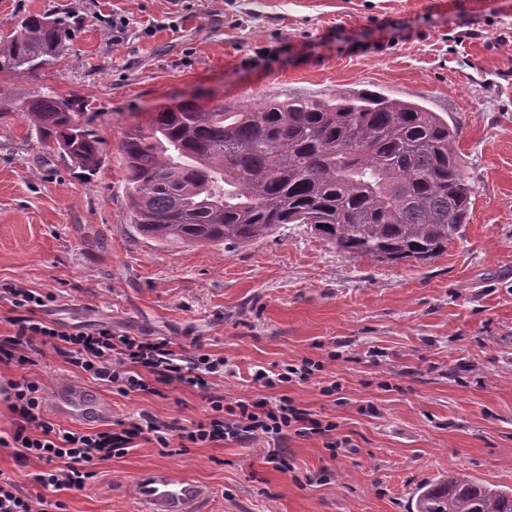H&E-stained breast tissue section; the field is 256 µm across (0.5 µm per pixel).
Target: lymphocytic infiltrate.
Segmentation results:
<instances>
[{
	"mask_svg": "<svg viewBox=\"0 0 512 512\" xmlns=\"http://www.w3.org/2000/svg\"><path fill=\"white\" fill-rule=\"evenodd\" d=\"M51 299V294L29 288H8L7 300L12 311L8 322L14 326L15 333L0 340V356L14 359L19 350L34 346L36 341L50 339L55 350L67 354L70 364L96 379L112 383L124 395L156 394L161 388L171 386L204 389L209 379L224 372L223 357L207 353L187 357L164 338L117 336L108 328L91 332L58 330L36 317L37 309L45 307ZM323 369L322 361L305 357L284 365L278 372H258L257 380L266 387L278 389L274 400L228 403L223 396H212L207 422L192 428L152 420L95 433L67 430L47 420L43 415L39 381L11 384L7 398L18 419L11 445L18 448L22 460L38 463L32 479L40 492L27 496L13 484H0V512H64L65 503L57 498L47 500L46 492L57 494L63 490L83 489L94 477L95 466L125 456L131 448L137 447L139 439L147 436L157 447L167 450L189 444L242 443L259 436L277 441L291 434L303 438L323 436L327 439V449L338 452L341 445L331 436L333 424L312 417L284 392L286 386L307 381Z\"/></svg>",
	"mask_w": 512,
	"mask_h": 512,
	"instance_id": "obj_1",
	"label": "lymphocytic infiltrate"
}]
</instances>
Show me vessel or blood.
<instances>
[{
	"label": "vessel or blood",
	"mask_w": 512,
	"mask_h": 512,
	"mask_svg": "<svg viewBox=\"0 0 512 512\" xmlns=\"http://www.w3.org/2000/svg\"><path fill=\"white\" fill-rule=\"evenodd\" d=\"M51 413L75 422L109 419L111 404L99 391L70 380L57 382L49 396ZM130 491L138 512H207L211 490L199 481L165 468H147L134 475Z\"/></svg>",
	"instance_id": "obj_1"
}]
</instances>
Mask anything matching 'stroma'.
Returning a JSON list of instances; mask_svg holds the SVG:
<instances>
[{"instance_id":"35a3bbf8","label":"stroma","mask_w":512,"mask_h":512,"mask_svg":"<svg viewBox=\"0 0 512 512\" xmlns=\"http://www.w3.org/2000/svg\"><path fill=\"white\" fill-rule=\"evenodd\" d=\"M50 10L75 18L68 50L0 75V89L73 101L103 162L87 175L25 118L0 120V289L52 293L37 316L59 329L164 338L223 356L226 373L208 393L125 396L41 345L0 361V385L73 379L111 400L104 428L190 427L209 394L273 399L254 370L310 357L339 392L314 380L287 393L348 441L334 456L320 436L179 454L144 441L58 492L67 512H137L128 482L156 466L210 486L211 512H409L415 489L451 468L512 487V0H0V31ZM363 90L460 128L470 218L435 258L343 253L303 224L229 248L160 247L134 229L121 144L150 113Z\"/></svg>"}]
</instances>
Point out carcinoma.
I'll return each mask as SVG.
<instances>
[{"label":"carcinoma","instance_id":"cac0c4a2","mask_svg":"<svg viewBox=\"0 0 512 512\" xmlns=\"http://www.w3.org/2000/svg\"><path fill=\"white\" fill-rule=\"evenodd\" d=\"M69 16L27 15L0 38V74L24 76L68 49ZM88 173L101 141L74 104L19 108ZM460 130L372 91L247 108L183 101L131 127L121 150L137 232L172 243L247 245L305 224L339 252L428 261L467 223L474 186ZM414 512H512V488L451 469L420 486Z\"/></svg>","mask_w":512,"mask_h":512}]
</instances>
